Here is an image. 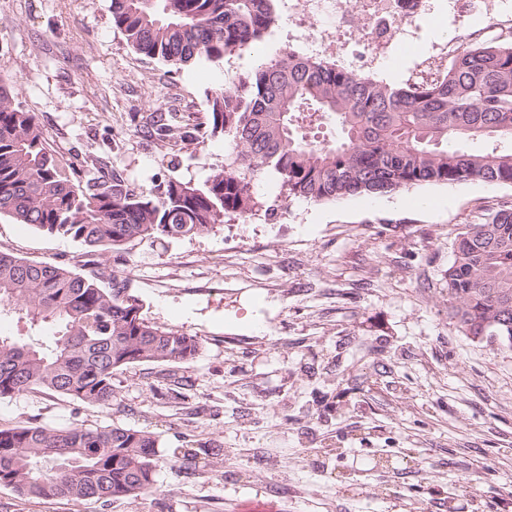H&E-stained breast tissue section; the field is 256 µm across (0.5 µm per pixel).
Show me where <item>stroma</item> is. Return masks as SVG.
<instances>
[{
	"mask_svg": "<svg viewBox=\"0 0 512 512\" xmlns=\"http://www.w3.org/2000/svg\"><path fill=\"white\" fill-rule=\"evenodd\" d=\"M467 2L422 0L383 57L274 0L278 21L250 50L173 71L127 47L112 0H0V86L73 162L103 157L137 193L199 184L227 149L205 134L212 91L288 48L398 85L460 45L512 39V0ZM157 110L186 138L148 132ZM510 204L512 184L482 181L295 199L102 257L143 318L197 337L199 355L116 372L109 408L38 388L1 398L0 428H149L155 484L111 503L0 488V512H512V349L465 335L444 279L458 234ZM0 251L89 270L78 242L6 216ZM176 448L197 450L195 468L172 464Z\"/></svg>",
	"mask_w": 512,
	"mask_h": 512,
	"instance_id": "stroma-1",
	"label": "stroma"
}]
</instances>
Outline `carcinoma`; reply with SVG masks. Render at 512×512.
Here are the masks:
<instances>
[{"instance_id": "1", "label": "carcinoma", "mask_w": 512, "mask_h": 512, "mask_svg": "<svg viewBox=\"0 0 512 512\" xmlns=\"http://www.w3.org/2000/svg\"><path fill=\"white\" fill-rule=\"evenodd\" d=\"M273 0H112V22L138 54L179 67L224 60L277 22ZM327 116L339 130L320 140ZM162 138L187 132L152 112ZM207 133L224 137V167L201 184L170 178L136 193L114 173L80 175L48 142L37 116L0 88V214L73 239L99 256L133 241L203 234L227 215L275 213L254 190L263 175L292 199L332 202L422 183H512V149L475 153L474 139L512 138V42L467 44L444 67L390 85L288 49L209 98ZM451 315L474 340L512 349V208L456 240L446 271ZM0 252V312L50 338L0 334V398L40 388L108 408L114 372L186 363L196 337L150 324L126 281ZM159 439L118 426L0 428V487L34 500L138 497L153 488Z\"/></svg>"}]
</instances>
